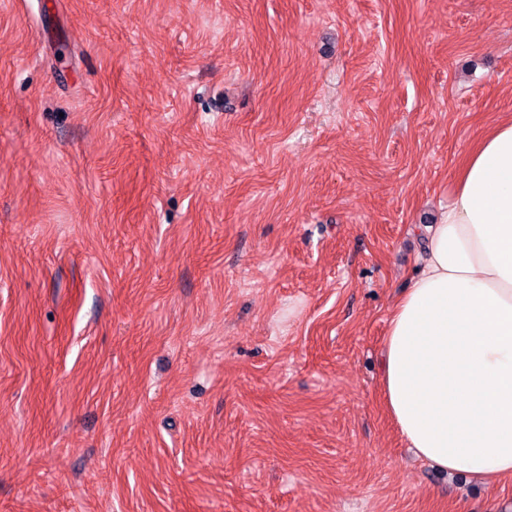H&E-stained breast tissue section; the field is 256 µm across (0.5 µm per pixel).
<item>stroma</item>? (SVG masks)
I'll return each instance as SVG.
<instances>
[{
	"instance_id": "35a3bbf8",
	"label": "stroma",
	"mask_w": 512,
	"mask_h": 512,
	"mask_svg": "<svg viewBox=\"0 0 512 512\" xmlns=\"http://www.w3.org/2000/svg\"><path fill=\"white\" fill-rule=\"evenodd\" d=\"M512 115V0H0V512H512L382 344Z\"/></svg>"
}]
</instances>
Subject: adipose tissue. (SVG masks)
I'll return each mask as SVG.
<instances>
[{
    "mask_svg": "<svg viewBox=\"0 0 512 512\" xmlns=\"http://www.w3.org/2000/svg\"><path fill=\"white\" fill-rule=\"evenodd\" d=\"M384 338L386 410L417 455L512 476V117L466 154Z\"/></svg>",
    "mask_w": 512,
    "mask_h": 512,
    "instance_id": "1",
    "label": "adipose tissue"
}]
</instances>
